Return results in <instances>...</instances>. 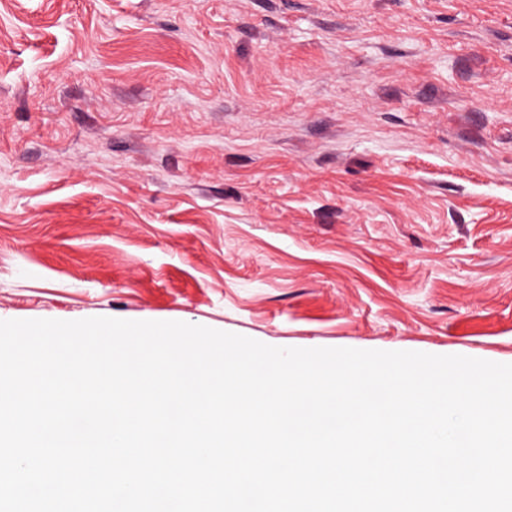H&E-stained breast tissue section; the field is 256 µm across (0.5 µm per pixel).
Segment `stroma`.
Listing matches in <instances>:
<instances>
[{
  "label": "stroma",
  "instance_id": "35a3bbf8",
  "mask_svg": "<svg viewBox=\"0 0 512 512\" xmlns=\"http://www.w3.org/2000/svg\"><path fill=\"white\" fill-rule=\"evenodd\" d=\"M512 363V0H0V320Z\"/></svg>",
  "mask_w": 512,
  "mask_h": 512
}]
</instances>
